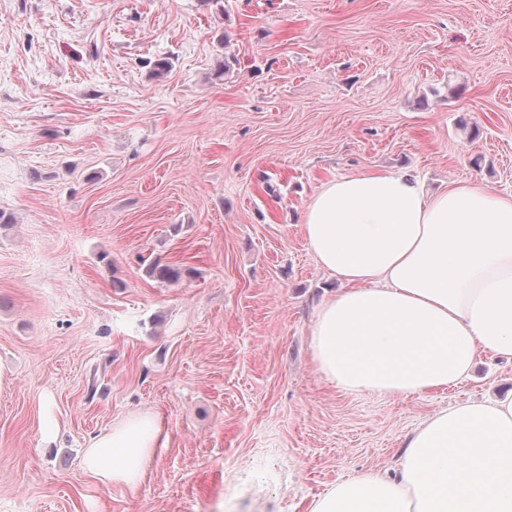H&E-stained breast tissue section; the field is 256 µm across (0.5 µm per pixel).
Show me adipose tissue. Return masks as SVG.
<instances>
[{
	"instance_id": "adipose-tissue-1",
	"label": "adipose tissue",
	"mask_w": 512,
	"mask_h": 512,
	"mask_svg": "<svg viewBox=\"0 0 512 512\" xmlns=\"http://www.w3.org/2000/svg\"><path fill=\"white\" fill-rule=\"evenodd\" d=\"M302 230L342 284L310 328L334 387L422 395L460 383L478 355L512 359V194L477 181L431 194L407 171L340 176ZM166 446L156 414L134 415L87 441L84 468L133 495ZM310 512H512V399L439 409L407 435L397 478L336 482Z\"/></svg>"
}]
</instances>
